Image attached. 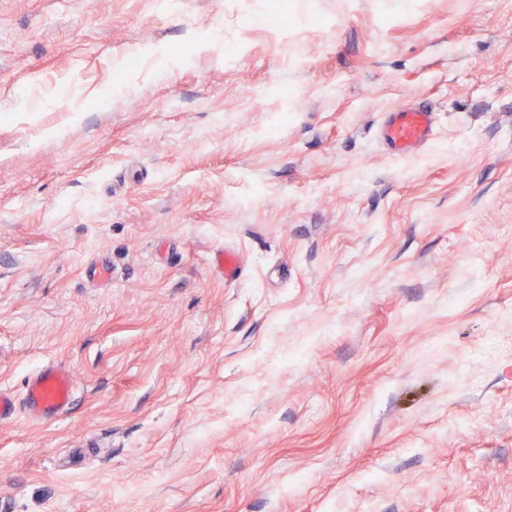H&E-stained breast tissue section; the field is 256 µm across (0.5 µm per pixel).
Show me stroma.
Masks as SVG:
<instances>
[{"instance_id": "35a3bbf8", "label": "stroma", "mask_w": 512, "mask_h": 512, "mask_svg": "<svg viewBox=\"0 0 512 512\" xmlns=\"http://www.w3.org/2000/svg\"><path fill=\"white\" fill-rule=\"evenodd\" d=\"M47 362L0 512H512V0H0V388ZM438 125L434 112L425 105L401 104L385 112L378 127L379 141L389 154L405 157L430 146ZM74 398L73 376L63 366L48 362L28 376L21 399L31 418L53 421L68 413Z\"/></svg>"}]
</instances>
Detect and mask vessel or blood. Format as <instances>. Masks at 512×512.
Here are the masks:
<instances>
[{"label": "vessel or blood", "mask_w": 512, "mask_h": 512, "mask_svg": "<svg viewBox=\"0 0 512 512\" xmlns=\"http://www.w3.org/2000/svg\"><path fill=\"white\" fill-rule=\"evenodd\" d=\"M438 126L434 112L424 105L401 104L384 113L378 127L379 141L389 154L405 157L430 146ZM75 398L72 375L63 366L45 363L28 376L21 397L0 389V420L11 418L17 404H24L31 418L53 421L67 414Z\"/></svg>", "instance_id": "vessel-or-blood-1"}]
</instances>
